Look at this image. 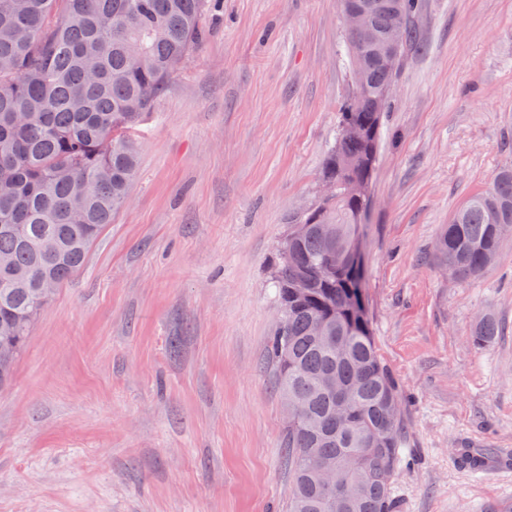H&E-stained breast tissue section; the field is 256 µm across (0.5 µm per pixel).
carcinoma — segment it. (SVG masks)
I'll use <instances>...</instances> for the list:
<instances>
[{
    "label": "carcinoma",
    "mask_w": 512,
    "mask_h": 512,
    "mask_svg": "<svg viewBox=\"0 0 512 512\" xmlns=\"http://www.w3.org/2000/svg\"><path fill=\"white\" fill-rule=\"evenodd\" d=\"M210 2L0 0V257L9 258L0 265V378L10 380L35 319L125 204L138 171L132 131L197 48ZM392 2L371 18L377 38L399 33L392 58L373 48L357 52L345 35L364 83L354 85L340 124H355L362 135L336 140L325 157L321 178L336 182V198L296 213L275 249L282 319L270 358L284 401L298 404L288 415V512H396L387 480L403 442L398 390L371 336L366 269L331 259L361 236V204L346 189L372 183L388 88L413 38L415 0ZM297 224L306 225L301 236ZM507 228L510 162L455 212L438 259L462 278L475 277L499 256ZM46 238L56 241L52 255L38 247ZM298 277L308 281V294L286 298L284 285ZM319 322L331 335L316 334ZM497 333L484 317L475 338L483 343ZM490 455L460 448L458 462L477 468ZM321 463L336 464V482L359 486L360 496L329 497L318 480Z\"/></svg>",
    "instance_id": "carcinoma-1"
}]
</instances>
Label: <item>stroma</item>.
<instances>
[{
  "instance_id": "obj_1",
  "label": "stroma",
  "mask_w": 512,
  "mask_h": 512,
  "mask_svg": "<svg viewBox=\"0 0 512 512\" xmlns=\"http://www.w3.org/2000/svg\"><path fill=\"white\" fill-rule=\"evenodd\" d=\"M136 128L139 173L0 388V512H287L268 350L288 219L320 195L351 89L338 0H221ZM364 223L365 306L401 397L399 512H512V237L436 258L512 160V0H419ZM499 334L480 344L483 316Z\"/></svg>"
}]
</instances>
